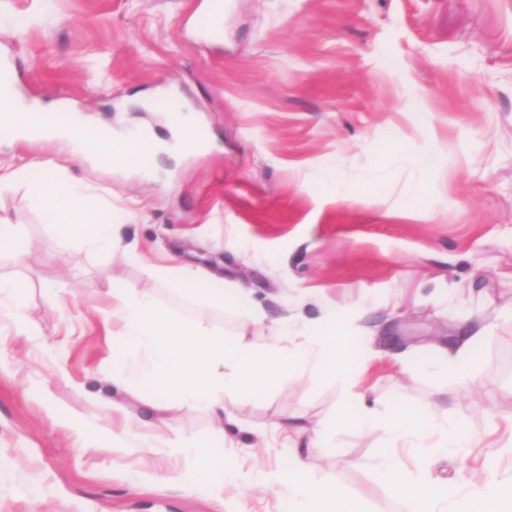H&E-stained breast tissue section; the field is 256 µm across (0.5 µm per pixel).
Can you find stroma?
Segmentation results:
<instances>
[{
  "label": "stroma",
  "instance_id": "35a3bbf8",
  "mask_svg": "<svg viewBox=\"0 0 512 512\" xmlns=\"http://www.w3.org/2000/svg\"><path fill=\"white\" fill-rule=\"evenodd\" d=\"M204 24L203 0H0V57L25 103L145 122L163 138L170 110L189 105L212 142L146 178L0 138L16 168L37 158L81 180L100 218L126 211L121 234L140 253L60 247L28 178L0 186V218L21 225L25 251L21 265L0 253V278L57 297L33 308L27 335L0 313L6 512H282L288 487L270 475L288 452L283 425H314L360 392L377 423L339 431L307 465L367 512L399 508L376 477L399 400L463 418L480 440L465 459L399 449L410 480L474 486L488 455L512 478V0H224L219 35L201 37ZM138 91L156 95V111L128 107ZM419 155L433 167L412 164ZM173 260L243 287L264 324L170 295L151 270ZM123 286L283 354L295 331L340 314L348 370L283 372L258 399L225 389L224 451L238 471L223 491L183 490L162 479L192 466L170 441L212 431L208 412L139 407L149 424L134 441L95 403L116 358L145 359L106 318ZM469 339L470 378L425 371Z\"/></svg>",
  "mask_w": 512,
  "mask_h": 512
}]
</instances>
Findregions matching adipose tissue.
<instances>
[{"label":"adipose tissue","mask_w":512,"mask_h":512,"mask_svg":"<svg viewBox=\"0 0 512 512\" xmlns=\"http://www.w3.org/2000/svg\"><path fill=\"white\" fill-rule=\"evenodd\" d=\"M33 117L18 96L0 94V133L35 146L56 141L65 144L74 156H106L120 167L153 171L163 152L161 138L140 143L131 135L113 132L111 126L94 125L79 131L65 126L30 131ZM30 183L45 204L47 218L55 228L60 244L80 242L97 249H116L121 240L114 225L100 220L87 196L73 179L50 174L45 163L32 162ZM155 280L171 293L199 300L213 308L235 303L246 319L259 324L263 314L246 301L245 294L227 299L220 278L187 265L158 266ZM112 314L122 323L119 342L146 352L147 360L137 372H130L124 361H114L112 381L120 387L135 385L148 396L147 407L157 412L179 407L188 411H217L224 407L225 388L248 387L260 395L261 380L275 374L314 371L321 376L338 375L348 367V339L340 316L304 328L297 335L292 353L280 356L274 350L254 349L244 336H227L202 322L187 323L161 311L151 292L135 287L112 291ZM376 421L365 399L341 403L333 415L314 431L311 444L316 448L336 445L337 431L366 430ZM389 444L379 452L376 476L400 503L401 512H512V482L487 474L472 487L448 494L446 488L424 481L410 483L397 447L414 449L424 459L466 455L476 443L464 420L448 418L438 422L427 411L401 400L388 409ZM193 460L190 472L174 477L185 487L218 483L233 471L232 458L224 453V433L200 435L188 445L172 441ZM273 478L287 484L288 512H365L363 504L332 485H319L308 475L302 448L289 452Z\"/></svg>","instance_id":"ef3b65f1"}]
</instances>
